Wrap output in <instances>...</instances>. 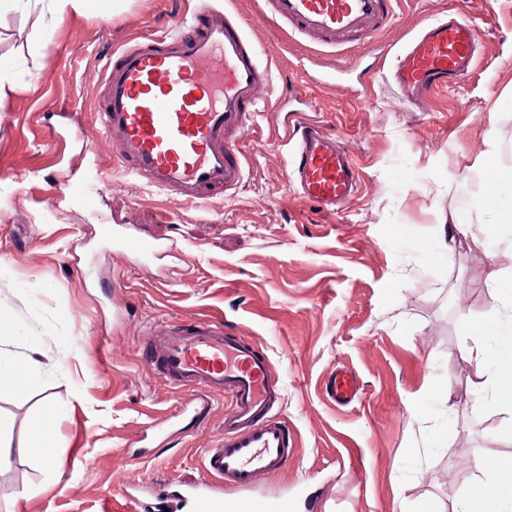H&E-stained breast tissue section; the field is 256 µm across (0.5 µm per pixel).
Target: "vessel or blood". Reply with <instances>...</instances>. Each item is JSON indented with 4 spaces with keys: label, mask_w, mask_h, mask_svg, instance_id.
<instances>
[{
    "label": "vessel or blood",
    "mask_w": 512,
    "mask_h": 512,
    "mask_svg": "<svg viewBox=\"0 0 512 512\" xmlns=\"http://www.w3.org/2000/svg\"><path fill=\"white\" fill-rule=\"evenodd\" d=\"M397 0H264V14L315 43L336 50L355 38H371L394 15ZM478 31L456 18L428 27L401 56L396 80L405 95L426 97L448 89L472 71ZM260 67L248 24L227 13L221 0H197L189 20L171 33L141 35L116 49L104 66L102 103L96 114L112 137V158L122 172L154 190L195 204L212 192L229 193L243 177L244 136L261 87ZM291 152V180L301 194L331 214L358 192V168L335 134L317 123L299 125ZM120 242L141 258L163 245L148 236ZM159 375L196 392V408L210 393L228 396L224 437L207 449L203 464L225 487L245 491L288 462L291 433L277 418L280 392L268 357L216 319L184 327L167 324L154 356ZM358 391L349 371H338L328 388L336 403ZM195 512H266L258 499L224 503L201 494Z\"/></svg>",
    "instance_id": "b4317fda"
}]
</instances>
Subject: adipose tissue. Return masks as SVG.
<instances>
[{
	"label": "adipose tissue",
	"mask_w": 512,
	"mask_h": 512,
	"mask_svg": "<svg viewBox=\"0 0 512 512\" xmlns=\"http://www.w3.org/2000/svg\"><path fill=\"white\" fill-rule=\"evenodd\" d=\"M512 273V249L494 255L488 272V284L491 288V307L497 319L491 332L474 330L463 338L465 353L476 365V388L487 404L497 408L504 421L512 423V395L501 394L498 384L504 372L512 371V358L501 362L496 369H488L483 360L485 346L490 333L500 332L503 322L512 323V296H504L498 286L506 273ZM480 466L488 479L479 483L458 504L457 512H512V479L501 480L500 471L504 467L502 460L487 457Z\"/></svg>",
	"instance_id": "1"
}]
</instances>
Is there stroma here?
Returning a JSON list of instances; mask_svg holds the SVG:
<instances>
[{
    "mask_svg": "<svg viewBox=\"0 0 512 512\" xmlns=\"http://www.w3.org/2000/svg\"><path fill=\"white\" fill-rule=\"evenodd\" d=\"M195 0H88L41 27L0 15V362L30 344L35 382L0 390V512H194L232 502L203 467L231 405L157 378L149 330L220 319L262 349L292 432L287 465L250 495L290 512H455L493 454L512 459V425L480 403L464 332L489 322L487 267L512 244V0H400L372 39L336 52L290 34L259 0H226L245 19L271 80L241 140L244 179L198 205L114 167L95 92L114 49L168 32ZM466 17L473 72L420 106L392 71L423 27ZM306 118L339 134L356 197L327 222L290 182L284 140ZM78 184L90 204L57 198ZM494 197L486 209V197ZM128 224L168 247L143 261L103 234ZM360 394H326L336 369ZM57 417L48 459L33 439Z\"/></svg>",
    "mask_w": 512,
    "mask_h": 512,
    "instance_id": "1",
    "label": "stroma"
}]
</instances>
